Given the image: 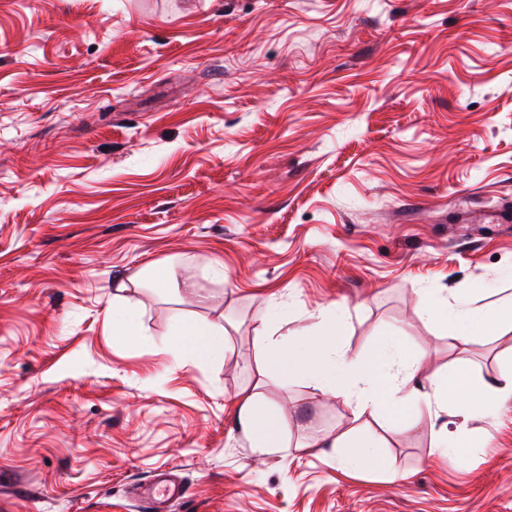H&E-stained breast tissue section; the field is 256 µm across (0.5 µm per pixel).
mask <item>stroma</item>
I'll list each match as a JSON object with an SVG mask.
<instances>
[{
	"label": "stroma",
	"mask_w": 512,
	"mask_h": 512,
	"mask_svg": "<svg viewBox=\"0 0 512 512\" xmlns=\"http://www.w3.org/2000/svg\"><path fill=\"white\" fill-rule=\"evenodd\" d=\"M467 289L512 296V0H0V512H512V401L421 407L364 469L232 432L263 319L334 306L349 355L399 329L500 378L512 333L459 347L419 305ZM179 320L230 321L222 357L169 353ZM267 398L295 441L382 433ZM161 474L183 496L145 504Z\"/></svg>",
	"instance_id": "obj_1"
}]
</instances>
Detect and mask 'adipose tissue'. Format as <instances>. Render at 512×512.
I'll list each match as a JSON object with an SVG mask.
<instances>
[{"instance_id":"adipose-tissue-1","label":"adipose tissue","mask_w":512,"mask_h":512,"mask_svg":"<svg viewBox=\"0 0 512 512\" xmlns=\"http://www.w3.org/2000/svg\"><path fill=\"white\" fill-rule=\"evenodd\" d=\"M419 303L429 317L441 320L446 335L460 346L479 330L494 336L512 332V298L502 300L491 312L470 305L460 293L451 300L424 295ZM255 334L263 347L255 376L236 396L235 421L241 436L262 454L302 448L301 443L292 442L285 418L265 396L272 384L285 387L305 380L352 401L357 412H385L387 426L396 434L410 429V418L422 401L454 408L466 418L476 411L492 414L512 400V372L490 383L468 386L436 374L429 380L428 391H420L412 381L426 356L406 354L405 338L397 331L384 333L371 355L348 357L339 343L340 323L332 309L322 313L319 322L286 331L280 338L266 322L256 326ZM227 339L224 326L183 321L172 349L179 357L213 361L221 356Z\"/></svg>"}]
</instances>
